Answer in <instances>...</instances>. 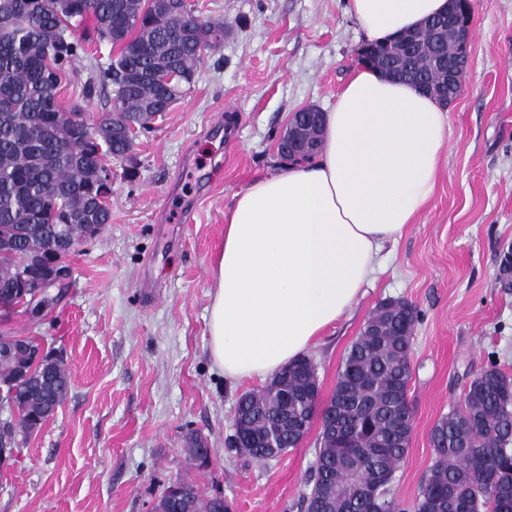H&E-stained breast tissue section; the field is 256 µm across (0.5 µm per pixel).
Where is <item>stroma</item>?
Masks as SVG:
<instances>
[{
	"label": "stroma",
	"mask_w": 512,
	"mask_h": 512,
	"mask_svg": "<svg viewBox=\"0 0 512 512\" xmlns=\"http://www.w3.org/2000/svg\"><path fill=\"white\" fill-rule=\"evenodd\" d=\"M224 23L187 94L112 161V220L69 254L70 286L40 321L6 330L63 357L71 389L9 464L0 512H151L173 482L223 496L229 512H297L320 433L268 462L229 456L237 396L209 353L211 266L224 212L254 178L288 167L277 149L291 113L330 111L365 36L349 0H193ZM463 86L450 105L448 163L429 207L365 286L351 314L318 336L312 358L328 400L338 369L377 304L420 312L412 349L409 449L393 496L410 500L435 459L433 425L471 380L512 376V0H472ZM210 464H191L189 434Z\"/></svg>",
	"instance_id": "obj_1"
}]
</instances>
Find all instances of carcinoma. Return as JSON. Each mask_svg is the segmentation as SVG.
<instances>
[{"instance_id":"cac0c4a2","label":"carcinoma","mask_w":512,"mask_h":512,"mask_svg":"<svg viewBox=\"0 0 512 512\" xmlns=\"http://www.w3.org/2000/svg\"><path fill=\"white\" fill-rule=\"evenodd\" d=\"M85 34L69 28L85 22ZM448 14L426 19L408 35L369 48L385 72L411 85L438 88L458 53L445 40ZM117 49L90 76L83 98H112V112L90 124L78 103L63 105V80L92 42ZM224 24L196 14L190 0H0V318L14 310L17 269L61 235L80 243L90 224H107L100 204L106 160L128 157L137 128L167 111L192 84L205 54L221 47ZM25 313L41 317L57 296L36 284L25 291ZM417 308L383 300L368 317L338 371L324 415L342 433H319L308 492L300 512H512V380L490 366L469 384L463 404L430 432L435 460L406 504L386 488L404 459L413 429L408 401ZM20 343L0 331V451L39 429L67 398L70 377L59 358L13 354ZM316 367L308 357L289 364L259 389L241 393L246 420L240 445L228 453L264 462L298 447L318 414ZM275 447H268V441ZM184 498L165 492L156 512H218L214 496L183 482Z\"/></svg>"}]
</instances>
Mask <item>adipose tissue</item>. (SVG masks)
Listing matches in <instances>:
<instances>
[{
	"label": "adipose tissue",
	"instance_id": "ef3b65f1",
	"mask_svg": "<svg viewBox=\"0 0 512 512\" xmlns=\"http://www.w3.org/2000/svg\"><path fill=\"white\" fill-rule=\"evenodd\" d=\"M350 9L380 42L447 12L448 0H350ZM449 123L438 101L364 65L327 112L317 155L234 194L208 316L225 378L275 374L353 309L385 246L432 200Z\"/></svg>",
	"mask_w": 512,
	"mask_h": 512
}]
</instances>
